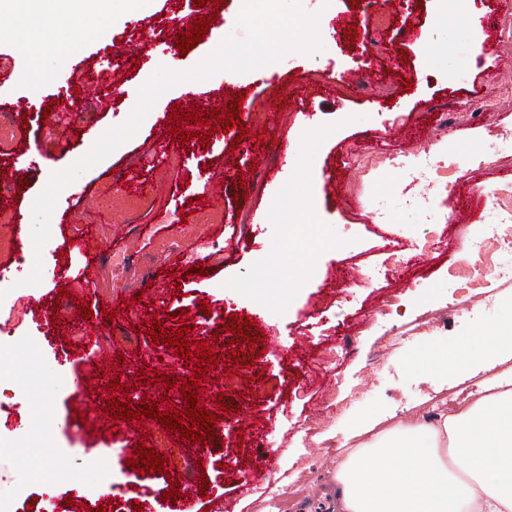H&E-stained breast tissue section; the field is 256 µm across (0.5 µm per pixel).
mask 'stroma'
I'll return each mask as SVG.
<instances>
[{"label":"stroma","mask_w":512,"mask_h":512,"mask_svg":"<svg viewBox=\"0 0 512 512\" xmlns=\"http://www.w3.org/2000/svg\"><path fill=\"white\" fill-rule=\"evenodd\" d=\"M222 25L179 53L172 29L180 18L206 16L192 0H136L100 25H85L67 0H0V113L21 126L20 137L0 150V169L22 177L21 194H0V214L10 229L0 242L21 238L33 256L32 206L52 173L82 158L133 107L111 85L76 96L74 71L86 63L109 73L121 69L140 89L158 68L185 72L235 30V0H223ZM322 48L292 52L282 60L238 74L223 71L164 92L137 133L86 170L59 194L43 248L40 284L22 285L31 264L15 266L0 251L19 300V326L0 338V499L14 512H71L68 498L96 493L87 512H183L182 500H163L169 475L185 459L180 433L156 419L126 422L106 415L109 381L131 385V409L153 402L160 411L186 409L181 391L165 379L200 377L203 407L222 418L204 475L196 512H332L333 474L355 447L359 430L377 434L388 416H433L449 400L469 404L498 377L512 375V350L434 381L408 370L415 355L512 328V254H503L488 232L501 208L512 203V72L498 57L512 55V0H320ZM358 27L348 39V26ZM415 27L408 39L403 31ZM153 48L139 62L116 52V43ZM77 42L69 51V42ZM409 63H402V56ZM412 87H405V80ZM221 105L243 96L242 123L265 131L267 144L238 140L237 130L216 133L207 149L169 139L173 108L200 112L199 95ZM24 100L25 113L10 112ZM82 101L81 110L71 108ZM404 137L394 139L391 128ZM179 155L178 166L169 159ZM222 185L221 205L198 196ZM346 206H337V198ZM171 219L159 223L160 213ZM126 225L123 239L112 227ZM317 229L326 248L288 265L289 234ZM95 236L101 252L88 260L81 243ZM222 251V261L212 252ZM205 266L194 275L187 258ZM377 268V279H366ZM361 278H345L346 270ZM87 275L86 292L59 296L65 282ZM152 286L151 305L135 299ZM211 305L200 313L199 299ZM93 316L84 320L80 308ZM116 311L106 321L107 311ZM256 318L274 334L278 353L238 359L197 375L174 350L151 344L152 320L162 327L189 326L192 342L209 341L228 355L230 314ZM83 324L96 349L110 358L68 359V327ZM311 351L294 355L297 340ZM240 370L241 384L225 386V367ZM93 373L94 392L80 395L73 381ZM149 385H137V373ZM163 381H155V374ZM265 436L266 460L238 441V413ZM150 441L166 455V474L138 475L129 466L133 448ZM44 461L46 475L29 465ZM253 476L240 495L235 476Z\"/></svg>","instance_id":"1"}]
</instances>
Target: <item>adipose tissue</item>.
I'll list each match as a JSON object with an SVG mask.
<instances>
[{
    "label": "adipose tissue",
    "instance_id": "adipose-tissue-1",
    "mask_svg": "<svg viewBox=\"0 0 512 512\" xmlns=\"http://www.w3.org/2000/svg\"><path fill=\"white\" fill-rule=\"evenodd\" d=\"M495 345L484 336L411 366L439 377ZM334 480L336 512H512V379L457 413L397 422L351 449Z\"/></svg>",
    "mask_w": 512,
    "mask_h": 512
}]
</instances>
